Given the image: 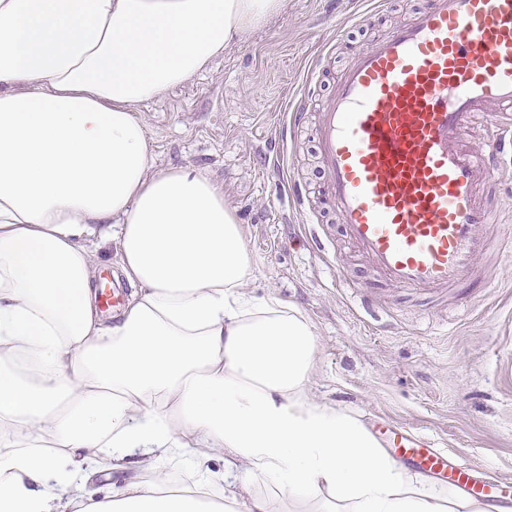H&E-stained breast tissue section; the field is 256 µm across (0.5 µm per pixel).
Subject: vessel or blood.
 <instances>
[{"mask_svg": "<svg viewBox=\"0 0 512 512\" xmlns=\"http://www.w3.org/2000/svg\"><path fill=\"white\" fill-rule=\"evenodd\" d=\"M495 113L482 147L474 117ZM325 205L395 288H467L494 218L479 188L512 173V0H425L356 50L315 129ZM396 457L474 500L512 505V481L451 461L409 430Z\"/></svg>", "mask_w": 512, "mask_h": 512, "instance_id": "obj_1", "label": "vessel or blood"}]
</instances>
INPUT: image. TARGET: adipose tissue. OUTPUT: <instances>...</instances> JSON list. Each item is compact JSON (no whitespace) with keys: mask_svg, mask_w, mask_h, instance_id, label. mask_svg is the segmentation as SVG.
<instances>
[{"mask_svg":"<svg viewBox=\"0 0 512 512\" xmlns=\"http://www.w3.org/2000/svg\"><path fill=\"white\" fill-rule=\"evenodd\" d=\"M284 3L0 0V512L460 507L311 396L315 326L246 293L255 262L223 190L153 169L138 107ZM109 244L133 290L106 317Z\"/></svg>","mask_w":512,"mask_h":512,"instance_id":"obj_1","label":"adipose tissue"}]
</instances>
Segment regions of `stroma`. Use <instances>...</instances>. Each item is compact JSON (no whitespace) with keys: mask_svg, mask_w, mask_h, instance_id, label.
<instances>
[{"mask_svg":"<svg viewBox=\"0 0 512 512\" xmlns=\"http://www.w3.org/2000/svg\"><path fill=\"white\" fill-rule=\"evenodd\" d=\"M387 0L372 25L337 30L371 0H286L281 13L230 44L208 68L140 106L156 170L194 167L224 191L256 264L248 294L303 310L317 333L311 395L358 414L370 429L403 426L436 447L512 479V222L489 225L468 289L434 296L389 287L334 215L314 217L324 190L310 128L285 139L294 98L334 91L353 49L421 7ZM328 77L306 83L309 60Z\"/></svg>","mask_w":512,"mask_h":512,"instance_id":"35a3bbf8","label":"stroma"}]
</instances>
